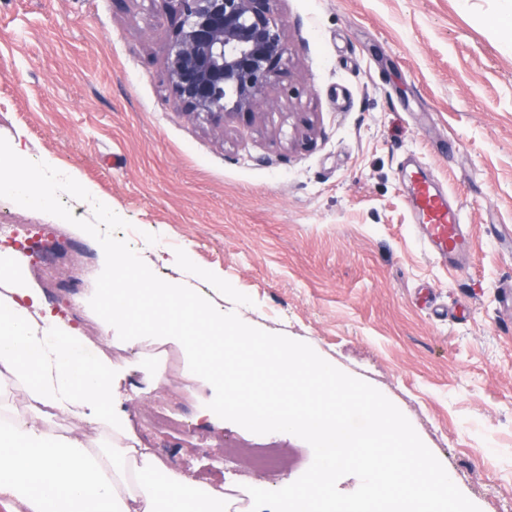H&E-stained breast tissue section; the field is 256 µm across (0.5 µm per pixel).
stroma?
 <instances>
[{
    "label": "stroma",
    "instance_id": "1",
    "mask_svg": "<svg viewBox=\"0 0 512 512\" xmlns=\"http://www.w3.org/2000/svg\"><path fill=\"white\" fill-rule=\"evenodd\" d=\"M291 53L255 117L222 128L184 112L164 68L176 19L165 0H0V137L32 161L77 170L130 224L119 231L159 277L225 311L308 343L380 390L481 512H512V0H277ZM463 210L471 247L445 267L413 235V178ZM0 222L34 238L64 231L88 259L55 310L99 323L87 303L100 244L52 215L0 198ZM497 226L498 237L486 234ZM120 352L112 407L133 433L165 403L185 424L161 459L224 485L250 512V488L278 490L311 447L275 432L288 471L238 470L224 449L250 439L196 418L212 400L186 377L183 346Z\"/></svg>",
    "mask_w": 512,
    "mask_h": 512
}]
</instances>
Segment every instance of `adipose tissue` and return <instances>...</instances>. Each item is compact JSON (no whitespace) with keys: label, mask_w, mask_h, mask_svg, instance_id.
Masks as SVG:
<instances>
[{"label":"adipose tissue","mask_w":512,"mask_h":512,"mask_svg":"<svg viewBox=\"0 0 512 512\" xmlns=\"http://www.w3.org/2000/svg\"><path fill=\"white\" fill-rule=\"evenodd\" d=\"M0 293V398L26 403L0 422V512H224L209 486L166 468L112 411L116 368L87 362V337L46 311L14 255ZM93 419V443L47 425L49 411Z\"/></svg>","instance_id":"obj_1"}]
</instances>
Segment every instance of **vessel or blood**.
Wrapping results in <instances>:
<instances>
[{
	"mask_svg": "<svg viewBox=\"0 0 512 512\" xmlns=\"http://www.w3.org/2000/svg\"><path fill=\"white\" fill-rule=\"evenodd\" d=\"M415 203L419 241L443 264L460 267L470 246V231L460 209L424 180L416 184Z\"/></svg>",
	"mask_w": 512,
	"mask_h": 512,
	"instance_id": "1",
	"label": "vessel or blood"
}]
</instances>
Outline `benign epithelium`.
Wrapping results in <instances>:
<instances>
[{
    "mask_svg": "<svg viewBox=\"0 0 512 512\" xmlns=\"http://www.w3.org/2000/svg\"><path fill=\"white\" fill-rule=\"evenodd\" d=\"M178 16L165 70L175 99L190 114L222 127L253 117L289 54L276 0H168Z\"/></svg>",
    "mask_w": 512,
    "mask_h": 512,
    "instance_id": "1",
    "label": "benign epithelium"
}]
</instances>
